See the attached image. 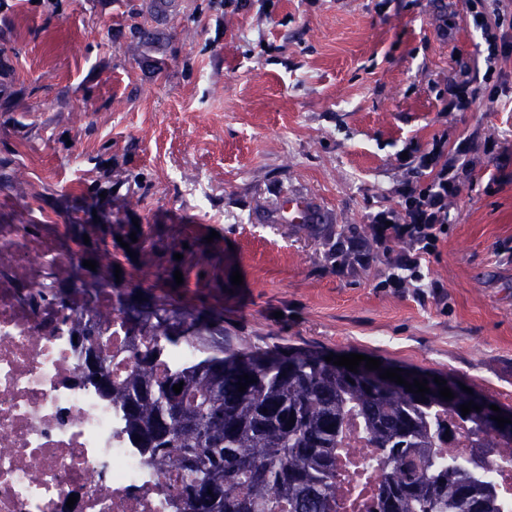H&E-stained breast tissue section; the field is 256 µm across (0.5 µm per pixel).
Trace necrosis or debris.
I'll return each instance as SVG.
<instances>
[{"mask_svg": "<svg viewBox=\"0 0 512 512\" xmlns=\"http://www.w3.org/2000/svg\"><path fill=\"white\" fill-rule=\"evenodd\" d=\"M0 512H185L176 474L152 467L127 438L111 402L81 378L70 321L81 294L51 297L80 248L64 224L40 223L25 192L0 198ZM122 377L130 339L103 292L94 308ZM362 457L340 459L338 512H366L375 495ZM75 505H68L69 496Z\"/></svg>", "mask_w": 512, "mask_h": 512, "instance_id": "4bbe7bcc", "label": "necrosis or debris"}]
</instances>
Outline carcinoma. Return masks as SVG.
I'll list each match as a JSON object with an SVG mask.
<instances>
[{"mask_svg":"<svg viewBox=\"0 0 512 512\" xmlns=\"http://www.w3.org/2000/svg\"><path fill=\"white\" fill-rule=\"evenodd\" d=\"M0 0V103L15 90L9 56L15 53L17 32L10 11ZM142 8L126 11L131 39L140 44L161 42L163 33L139 21ZM14 159L0 155V190H15ZM79 204L60 212L70 238L84 243L85 216L98 214V227L87 247L97 251L98 287L83 289L86 308L99 293L112 288V302L124 325L140 341L133 344L126 375L112 379L108 346L85 350L83 337L100 335L91 315L71 320V333L83 356L84 380L112 402L122 415L125 432L160 472L183 476L181 497L191 512H336L342 492L336 477L338 450L352 455L349 426L358 420L370 448V464L380 473L371 512H499L494 486L473 463L437 459L448 444L449 425L473 437L480 461L491 448L512 447V433H502L472 411L463 416L460 404L467 392L448 378L453 402L432 393L423 396L395 390L374 379L340 371L311 347L259 345L168 292L175 283L167 264L173 255L200 256L196 277L207 274L202 261L208 245L200 238L165 241L161 225L152 226L150 260L162 270L155 286L124 287L116 282L107 240L120 215L101 201L100 189L88 186ZM324 234L328 255L344 265H367L370 240L358 224H325L318 211L296 224ZM188 248H183V244ZM112 254V260L103 256ZM149 294L143 313L131 315L136 293ZM194 347L191 359L168 364L165 356L184 346ZM254 382L238 391L239 376ZM183 383L181 393L173 386ZM295 422H290V419Z\"/></svg>","mask_w":512,"mask_h":512,"instance_id":"cac0c4a2","label":"carcinoma"}]
</instances>
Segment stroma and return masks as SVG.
<instances>
[{
    "label": "stroma",
    "mask_w": 512,
    "mask_h": 512,
    "mask_svg": "<svg viewBox=\"0 0 512 512\" xmlns=\"http://www.w3.org/2000/svg\"><path fill=\"white\" fill-rule=\"evenodd\" d=\"M130 1L146 2L112 0L103 14L59 0L49 18L9 0L20 100L0 112V144L35 209L55 216V199L96 185L142 230L218 232L224 294L205 295L190 272L181 295L204 296L240 335L447 374L512 410V97L448 109L449 81L485 66L468 0H174L164 23L143 15L170 36L144 53L125 25ZM438 140L470 174L422 287L384 285L407 242L340 267L317 235L257 218L288 195L328 223L370 227L402 211L408 170Z\"/></svg>",
    "instance_id": "stroma-1"
}]
</instances>
